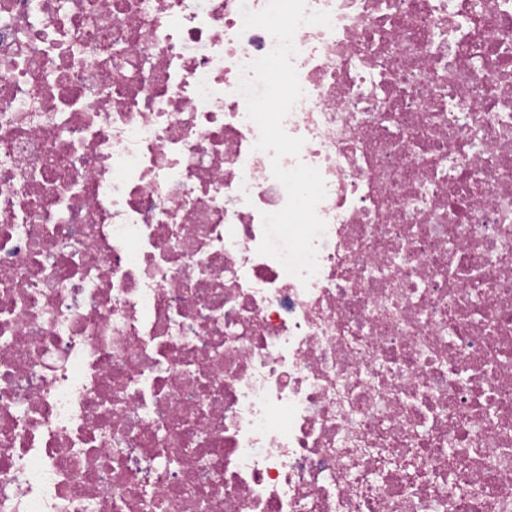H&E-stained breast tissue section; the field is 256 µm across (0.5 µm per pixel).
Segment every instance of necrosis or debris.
I'll use <instances>...</instances> for the list:
<instances>
[{"label": "necrosis or debris", "mask_w": 512, "mask_h": 512, "mask_svg": "<svg viewBox=\"0 0 512 512\" xmlns=\"http://www.w3.org/2000/svg\"><path fill=\"white\" fill-rule=\"evenodd\" d=\"M0 0V512H512V0Z\"/></svg>", "instance_id": "4bbe7bcc"}]
</instances>
